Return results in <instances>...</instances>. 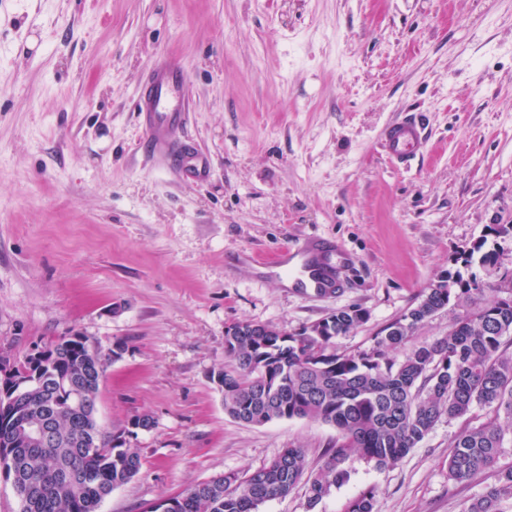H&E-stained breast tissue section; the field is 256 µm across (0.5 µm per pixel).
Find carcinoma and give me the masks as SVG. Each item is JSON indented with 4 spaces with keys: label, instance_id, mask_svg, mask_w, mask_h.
Wrapping results in <instances>:
<instances>
[{
    "label": "carcinoma",
    "instance_id": "obj_1",
    "mask_svg": "<svg viewBox=\"0 0 512 512\" xmlns=\"http://www.w3.org/2000/svg\"><path fill=\"white\" fill-rule=\"evenodd\" d=\"M446 279L448 287L424 289L415 307L357 353L336 352V338L366 321L367 312L358 306L336 309L293 334L251 322L225 334V353L236 369L221 370L213 379L229 416L248 425L311 418L340 433L307 480L310 503L347 481L343 464L350 456L394 467L442 416L462 418L476 405L489 417L463 427L448 443V480L462 486L483 472L495 474V483L464 512H504L503 505L512 503V466H499L505 432L512 429V294L487 299L488 289L476 281L458 273ZM450 303L466 310L448 333L406 348L413 331ZM400 349L405 353L397 361L393 353ZM46 352L37 377L33 358L14 364L26 383L7 398L11 416L0 425V470L9 479L15 462L24 464L15 487L21 512H98L112 490L137 476L139 451L128 444V429L98 434L95 411L79 409L77 391L50 380L57 374L90 378L102 360L88 357L79 340H57ZM36 420L52 426L47 445L29 438ZM78 431L90 436L93 447L76 443ZM305 456V448L290 444L241 481L220 474L159 499L153 512H257L262 503L293 490L304 476ZM343 512H377L376 489L346 502Z\"/></svg>",
    "mask_w": 512,
    "mask_h": 512
}]
</instances>
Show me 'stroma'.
Here are the masks:
<instances>
[{"instance_id": "35a3bbf8", "label": "stroma", "mask_w": 512, "mask_h": 512, "mask_svg": "<svg viewBox=\"0 0 512 512\" xmlns=\"http://www.w3.org/2000/svg\"><path fill=\"white\" fill-rule=\"evenodd\" d=\"M162 58L183 70L206 182L141 147L135 101ZM408 115L427 143L403 170L381 133ZM307 236L355 258L334 296L270 263ZM481 241L512 271V0H0V355L85 336L105 359L99 425L153 420L100 512H147L292 443L315 474L335 427L225 413L228 328L295 333L356 305L368 317L336 350H367L447 274L497 287L459 260ZM487 416L441 418L392 468L350 457L317 505L302 482L259 512H342L369 487L378 512H464L492 478L453 486L448 442Z\"/></svg>"}]
</instances>
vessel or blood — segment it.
<instances>
[{"mask_svg": "<svg viewBox=\"0 0 512 512\" xmlns=\"http://www.w3.org/2000/svg\"><path fill=\"white\" fill-rule=\"evenodd\" d=\"M183 86V71L170 59L161 60L146 75L136 102L144 131L142 147L179 178L201 182L208 176L209 160L180 136L188 112ZM423 139L424 125L414 116L389 124L382 133L389 158L406 167ZM351 261L341 244L325 238L297 241L281 248L273 259L298 293L314 297L338 293L342 286L338 270Z\"/></svg>", "mask_w": 512, "mask_h": 512, "instance_id": "obj_1", "label": "vessel or blood"}]
</instances>
